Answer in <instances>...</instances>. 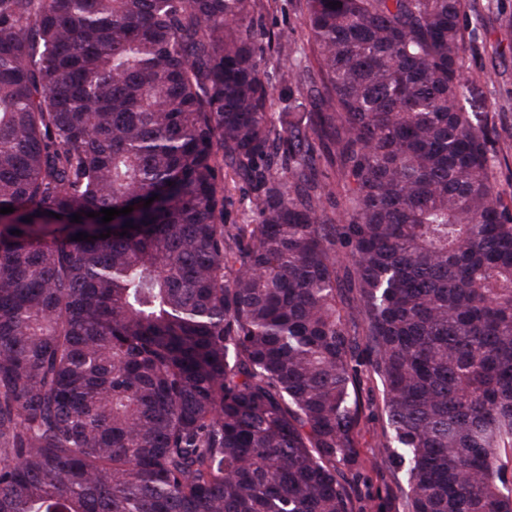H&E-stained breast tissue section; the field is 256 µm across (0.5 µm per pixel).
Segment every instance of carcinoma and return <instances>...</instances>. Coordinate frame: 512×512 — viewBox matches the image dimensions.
<instances>
[{
	"label": "carcinoma",
	"instance_id": "1",
	"mask_svg": "<svg viewBox=\"0 0 512 512\" xmlns=\"http://www.w3.org/2000/svg\"><path fill=\"white\" fill-rule=\"evenodd\" d=\"M290 2L0 0V512H354L364 374L406 512H512L468 0ZM290 3L289 0H281L279 2L281 9L270 11L265 17V24L268 28L275 30L295 28L294 37L302 39L303 34L299 29V22ZM249 187L240 182L238 188L227 195L224 203V221L228 224H239L247 217Z\"/></svg>",
	"mask_w": 512,
	"mask_h": 512
}]
</instances>
